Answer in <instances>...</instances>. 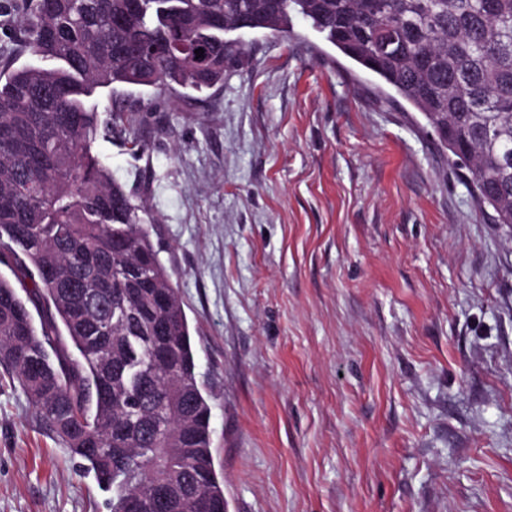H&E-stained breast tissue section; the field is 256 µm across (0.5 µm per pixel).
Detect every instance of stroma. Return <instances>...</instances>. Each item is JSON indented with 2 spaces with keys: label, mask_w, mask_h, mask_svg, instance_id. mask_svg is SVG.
<instances>
[{
  "label": "stroma",
  "mask_w": 512,
  "mask_h": 512,
  "mask_svg": "<svg viewBox=\"0 0 512 512\" xmlns=\"http://www.w3.org/2000/svg\"><path fill=\"white\" fill-rule=\"evenodd\" d=\"M224 83L124 90L91 153L151 240L210 394L228 512H512V227L424 117L294 16ZM0 376V512H110Z\"/></svg>",
  "instance_id": "obj_1"
}]
</instances>
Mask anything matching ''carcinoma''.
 <instances>
[{"label":"carcinoma","mask_w":512,"mask_h":512,"mask_svg":"<svg viewBox=\"0 0 512 512\" xmlns=\"http://www.w3.org/2000/svg\"><path fill=\"white\" fill-rule=\"evenodd\" d=\"M422 112L477 198L512 226V0H28L0 49V367L112 491V512H227L211 406L146 206L90 155L143 150L116 96L224 84L225 34L288 35L292 14ZM203 49V57L195 50ZM24 53L55 68L13 66ZM98 89L107 103L88 107ZM47 315L35 325L27 302Z\"/></svg>","instance_id":"obj_1"}]
</instances>
